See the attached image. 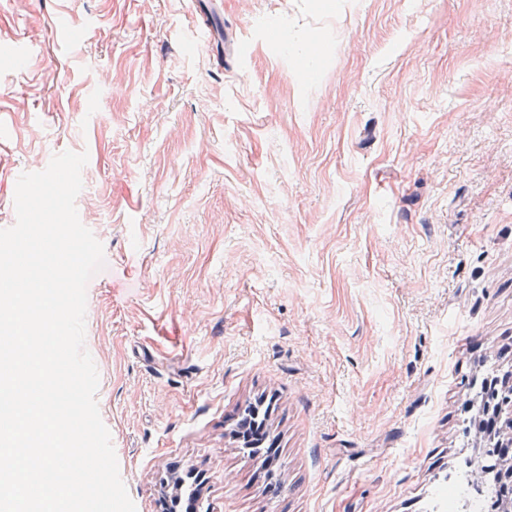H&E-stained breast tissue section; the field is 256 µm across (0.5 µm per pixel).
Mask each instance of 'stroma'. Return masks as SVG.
I'll list each match as a JSON object with an SVG mask.
<instances>
[{
  "label": "stroma",
  "instance_id": "obj_1",
  "mask_svg": "<svg viewBox=\"0 0 512 512\" xmlns=\"http://www.w3.org/2000/svg\"><path fill=\"white\" fill-rule=\"evenodd\" d=\"M0 0V228L76 208L96 399L136 512H432L512 368V0ZM314 46L309 76L300 52ZM265 401L279 473L233 431Z\"/></svg>",
  "mask_w": 512,
  "mask_h": 512
}]
</instances>
